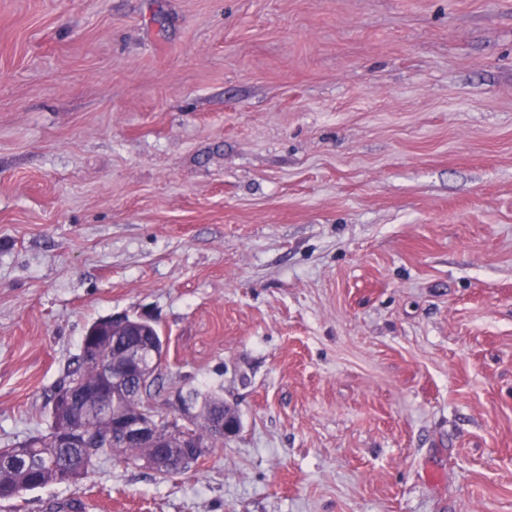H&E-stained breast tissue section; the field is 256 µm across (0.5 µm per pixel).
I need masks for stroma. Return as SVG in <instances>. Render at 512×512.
<instances>
[{"label":"stroma","instance_id":"1","mask_svg":"<svg viewBox=\"0 0 512 512\" xmlns=\"http://www.w3.org/2000/svg\"><path fill=\"white\" fill-rule=\"evenodd\" d=\"M120 313L239 432L0 512H512V0H0V448Z\"/></svg>","mask_w":512,"mask_h":512}]
</instances>
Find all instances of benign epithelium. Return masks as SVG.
<instances>
[{
    "label": "benign epithelium",
    "instance_id": "obj_1",
    "mask_svg": "<svg viewBox=\"0 0 512 512\" xmlns=\"http://www.w3.org/2000/svg\"><path fill=\"white\" fill-rule=\"evenodd\" d=\"M153 326L148 315L120 314L110 316L108 324L85 334L80 356L98 365L101 383L96 387L66 385L55 392L51 400L55 422L52 433L61 444L84 448L96 442L99 434L83 426V421L86 415L99 411L109 422L108 438L149 449V462L169 472L186 469L192 460V449L207 447V442L198 439L199 431L158 417L144 402L123 407L132 395L145 394L165 358V352L147 338ZM100 336L108 337L112 344L118 337H126L120 361H99L93 343ZM181 410L188 418L200 419L202 426L221 440L239 430L236 416L229 411L215 419L207 413L193 414L184 404Z\"/></svg>",
    "mask_w": 512,
    "mask_h": 512
}]
</instances>
